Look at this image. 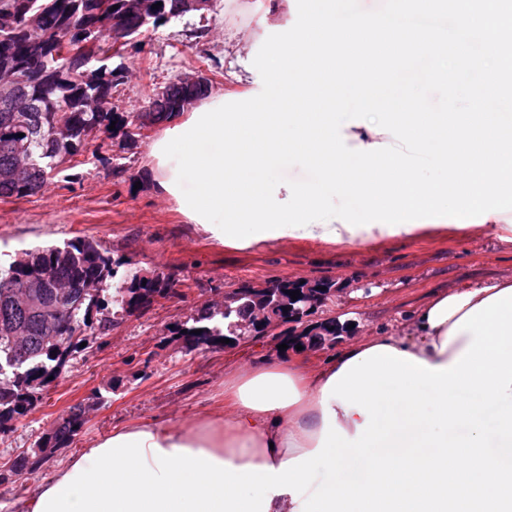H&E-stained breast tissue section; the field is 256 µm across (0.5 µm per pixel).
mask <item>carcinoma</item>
Listing matches in <instances>:
<instances>
[{"mask_svg":"<svg viewBox=\"0 0 512 512\" xmlns=\"http://www.w3.org/2000/svg\"><path fill=\"white\" fill-rule=\"evenodd\" d=\"M162 5L142 18L127 13L125 0H0V84L25 104L26 112H0V199H21L47 189L55 173L82 154L87 140L109 126L132 138L153 123L176 116L169 105L195 93L186 85L169 87L168 104L145 115L122 116L112 111V88L122 70L105 61L115 42L132 44L145 29L158 27L190 13L188 0H160ZM85 41L90 51L70 61L58 58L62 43ZM93 61L100 63L89 68ZM62 129L59 140L47 132ZM120 263L92 238L78 237L61 246L27 250L0 265V430L26 415L42 398L56 376L83 342L108 332L117 315L149 306L168 296L169 282L148 276L135 267L118 273ZM310 287L320 293V304L333 296L332 280H288L273 284L267 294L288 296V286ZM110 291L109 300L101 293ZM114 308L95 320L92 310ZM255 297L243 285L224 295L220 303L202 306L191 325H182L190 346L218 344L236 335L240 322L254 317ZM330 318L304 331L307 346L327 345ZM85 416L80 405L70 409L38 447H56L73 441Z\"/></svg>","mask_w":512,"mask_h":512,"instance_id":"carcinoma-1","label":"carcinoma"}]
</instances>
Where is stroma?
<instances>
[{"label": "stroma", "mask_w": 512, "mask_h": 512, "mask_svg": "<svg viewBox=\"0 0 512 512\" xmlns=\"http://www.w3.org/2000/svg\"><path fill=\"white\" fill-rule=\"evenodd\" d=\"M264 13L263 0H212L208 11L143 33L110 61L124 75L112 90L113 111L141 112L155 87L197 72L211 79L214 92L235 91L228 75V31L240 25L260 29ZM162 129L155 124L132 140L119 131L101 134L89 140L79 165L59 173L44 192L0 200L2 263L24 250L81 236L100 242L113 259L175 281L170 297L124 315L106 335L74 353L38 406L0 431V512H10L29 487L91 441L139 422L192 425L223 404L225 372L278 357L279 340L272 333L232 347L186 345L172 329L193 317L204 301L221 300L243 285L334 280L335 297L310 320L333 318L349 331L334 345L299 350V358L315 366L355 339L398 328L437 291L512 278V243L483 229L463 236L392 239L379 247L283 240L234 250L216 244L154 189L145 172ZM79 403L87 412L73 444L40 453L35 470L9 471L18 454L34 451Z\"/></svg>", "instance_id": "obj_1"}]
</instances>
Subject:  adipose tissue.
Masks as SVG:
<instances>
[{"label":"adipose tissue","mask_w":512,"mask_h":512,"mask_svg":"<svg viewBox=\"0 0 512 512\" xmlns=\"http://www.w3.org/2000/svg\"><path fill=\"white\" fill-rule=\"evenodd\" d=\"M278 0L263 32L234 29L243 45L234 82L245 93L206 95L188 118L164 129L147 168L159 192L224 246L279 240L332 245L376 244L490 227L512 242V113L471 112L449 99L445 112L375 109L379 83L356 76L337 84L331 65L345 0L289 12ZM366 103L348 112L347 100ZM315 170L308 184L280 176L288 160ZM512 279L466 283L435 294L397 333L354 342L316 368L268 360L224 377V408L183 428L154 422L131 426L163 450L204 451L235 467H280L311 452L323 411L355 435L365 421L322 389L344 363L389 346L431 366H447L472 334H451L468 310Z\"/></svg>","instance_id":"1"}]
</instances>
